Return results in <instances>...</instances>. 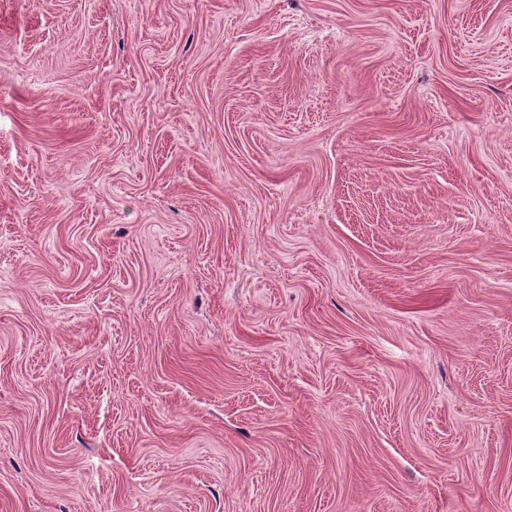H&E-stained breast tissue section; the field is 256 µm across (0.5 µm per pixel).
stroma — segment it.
<instances>
[{
	"label": "stroma",
	"instance_id": "1",
	"mask_svg": "<svg viewBox=\"0 0 512 512\" xmlns=\"http://www.w3.org/2000/svg\"><path fill=\"white\" fill-rule=\"evenodd\" d=\"M0 512H512V0H0Z\"/></svg>",
	"mask_w": 512,
	"mask_h": 512
}]
</instances>
